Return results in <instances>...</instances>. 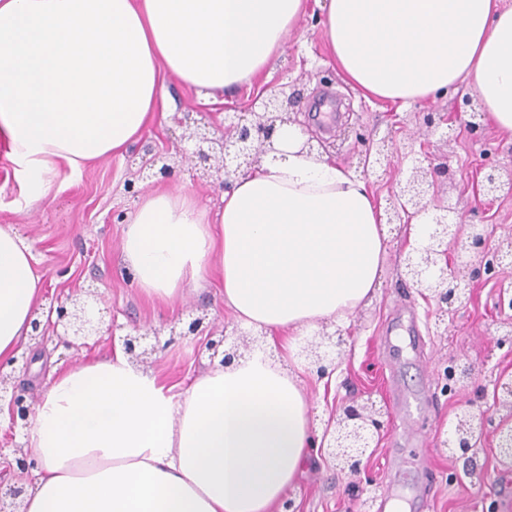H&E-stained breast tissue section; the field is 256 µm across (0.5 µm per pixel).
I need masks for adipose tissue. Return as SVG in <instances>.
<instances>
[{
  "mask_svg": "<svg viewBox=\"0 0 512 512\" xmlns=\"http://www.w3.org/2000/svg\"><path fill=\"white\" fill-rule=\"evenodd\" d=\"M305 0H0V141L47 196L57 160L119 155L158 117L169 77L200 96L235 91L281 51ZM327 45L367 95L410 103L477 87L512 136V7L500 0H330ZM235 180L215 215L149 193L124 229L138 287L170 303L218 281L266 350L215 364L178 394L120 352L62 371L29 421L39 463L26 512H274L317 443L278 336L345 320L373 293L386 230L366 183L301 150ZM30 244L0 226V361L30 332L41 278Z\"/></svg>",
  "mask_w": 512,
  "mask_h": 512,
  "instance_id": "ef3b65f1",
  "label": "adipose tissue"
}]
</instances>
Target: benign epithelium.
I'll return each instance as SVG.
<instances>
[{"label": "benign epithelium", "instance_id": "benign-epithelium-1", "mask_svg": "<svg viewBox=\"0 0 512 512\" xmlns=\"http://www.w3.org/2000/svg\"><path fill=\"white\" fill-rule=\"evenodd\" d=\"M287 85L271 91L267 96H257L251 102L253 111L234 112L227 117V131L213 128L197 112H183L174 117L175 122L189 130L190 145L184 153L202 165L201 177L216 181L221 188L233 185L234 179L249 173L260 164L262 158L276 151L274 136L277 126L295 123L292 108L299 103L300 94L286 91ZM271 115L270 120L261 122L252 120L256 114L254 108ZM393 142L388 138L380 141L375 152H366L365 162L391 163ZM155 170L165 176L171 166L165 152L146 149L140 170ZM446 172V167L429 164V167L413 165L409 176L397 183L392 190L386 207V219L389 224H404L412 219L435 211L430 220L421 225V235L417 246L412 248L407 258L405 275L413 284L431 292L439 306L461 308L468 302V296L461 291L454 274L448 271V244L457 243L463 248L475 249L482 253L483 265L492 270L499 260V251L486 249L487 233L482 224L468 225L466 238L460 237L458 225L448 222V207L430 205L437 188V177ZM512 183L501 180L500 173L493 171L485 174L480 188L487 196L497 193ZM54 326L61 328L57 333L68 347L77 346V341L85 340L99 333L94 320L92 307L86 302L73 301L72 306L60 304L56 307ZM186 336L207 337L206 348L212 356H221V362L228 364L243 356L239 345L226 344L224 330L204 324V319L192 320L184 332ZM344 338L339 333L323 332L320 340L311 341L303 349L308 365L319 377H324L336 369V360L341 358ZM33 413V403L22 394L12 393L10 398L11 427L25 422ZM376 411L363 406H348L344 409V418L338 422L327 448L342 470L356 475L360 472L375 434L381 429V421L375 418ZM488 421L485 413L467 411L458 418L452 429L453 441L449 449H458L467 453L472 448V439L483 431Z\"/></svg>", "mask_w": 512, "mask_h": 512}]
</instances>
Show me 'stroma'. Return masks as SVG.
<instances>
[{
	"mask_svg": "<svg viewBox=\"0 0 512 512\" xmlns=\"http://www.w3.org/2000/svg\"><path fill=\"white\" fill-rule=\"evenodd\" d=\"M324 9V0H307V11L288 33L282 53L252 86L208 100L170 80L172 111L200 109L219 121L244 106L254 92L293 85L302 93L296 119L305 134L320 140L337 164L361 173L377 201H386L391 186L414 160L429 157L447 163L448 177L438 185L439 199L455 210L462 224L486 225L489 249L506 246L512 238V192L487 197L479 192L477 177L492 166L503 175L512 172V141L487 120L480 129L469 130L461 107L464 99H477L474 86L466 81L447 95L405 106L365 97L343 79L327 48ZM428 112L449 114L451 121L429 130L423 124ZM387 136L395 147L392 164L363 167L367 144ZM186 137L184 128L158 123L124 155L79 169L58 163L51 174V193L37 202L9 159L7 146L0 144V226H10L31 244L46 303L92 289L97 293V315L113 327L112 333L90 337L76 348L54 336L40 344L26 340L21 351L30 365L17 379L28 397H40L54 372L121 348V336L136 327L148 334L160 331L164 343L150 356L147 371L168 387L188 382L210 358L200 352L199 338L183 336L187 323L204 315L215 324L237 327L223 297L211 288L185 289L171 306L148 299L123 258L125 225L117 217L129 215L138 203L126 185L138 181L145 147L172 149L185 145ZM174 161L170 179L148 180L149 190L183 186L200 207L215 208L222 189L197 178L188 159L178 155ZM408 242L406 225H390L388 252L372 299L343 324L325 321L327 331L341 330L345 338L336 371L321 378L305 369L303 356L293 360L303 369L308 415L318 431H325L349 403L382 413L381 431L360 475L340 471L327 456L312 457L304 475L286 493L298 512H364L365 500L374 495L408 503L410 512H512V459L499 452L502 432L512 431V409L497 391L501 384H512V307L501 304L503 295L512 296V254L487 274L481 270L479 253L449 246L452 270L471 301L446 313L428 290L412 286L405 277ZM404 303L414 304L418 313L416 327L423 342L418 352L405 336L391 349L382 341ZM451 364L468 369L469 377L447 393L444 370ZM469 406L486 411L490 422L473 450L448 453L443 442ZM24 444L21 432H9L7 422H0V497L32 483V470L12 466L16 449Z\"/></svg>",
	"mask_w": 512,
	"mask_h": 512,
	"instance_id": "stroma-1",
	"label": "stroma"
}]
</instances>
